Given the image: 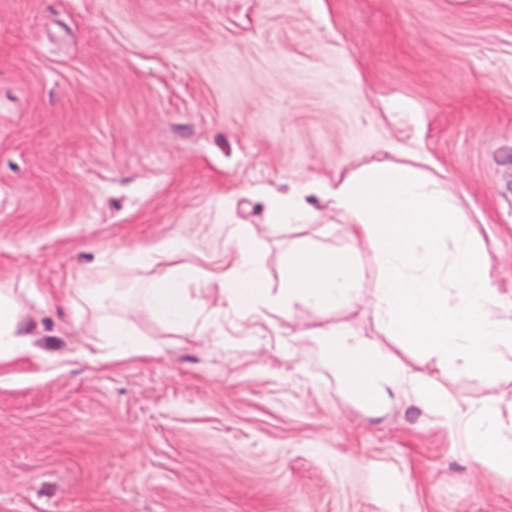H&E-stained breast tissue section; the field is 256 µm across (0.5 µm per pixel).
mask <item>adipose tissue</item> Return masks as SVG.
<instances>
[{"instance_id": "ef3b65f1", "label": "adipose tissue", "mask_w": 512, "mask_h": 512, "mask_svg": "<svg viewBox=\"0 0 512 512\" xmlns=\"http://www.w3.org/2000/svg\"><path fill=\"white\" fill-rule=\"evenodd\" d=\"M322 192L349 217L350 237L370 243L387 272L371 292L375 316L386 331L464 371L512 369V297L499 292L486 248L475 242L446 191L413 168L376 164ZM184 253L179 243L163 241L148 257L156 270L149 300L182 333L200 314L189 301L191 288L209 286L200 276L187 275ZM229 261L218 278L225 299L239 310L255 308L267 294L246 236L237 237ZM27 298H42L28 276L0 283V368L33 353L24 330ZM297 299L316 310L354 307L361 285L353 257L297 245L288 254V280L277 300L287 305ZM309 336L344 388L384 399L417 394L462 430L474 461L512 476V402L461 403L435 396L386 357L376 341L346 323L314 329Z\"/></svg>"}]
</instances>
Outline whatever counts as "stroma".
Instances as JSON below:
<instances>
[{"label": "stroma", "instance_id": "35a3bbf8", "mask_svg": "<svg viewBox=\"0 0 512 512\" xmlns=\"http://www.w3.org/2000/svg\"><path fill=\"white\" fill-rule=\"evenodd\" d=\"M385 161L463 209L512 295V0H0V281L28 275L31 358L0 371V512H512L419 397L342 390L304 339L349 323L437 395L512 400L352 308H231L179 334L147 302L159 242L213 271L241 232L264 285L296 241L383 275L323 184ZM304 191L303 225L274 221ZM158 348L102 365L99 315ZM402 492L392 496L391 485Z\"/></svg>", "mask_w": 512, "mask_h": 512}]
</instances>
